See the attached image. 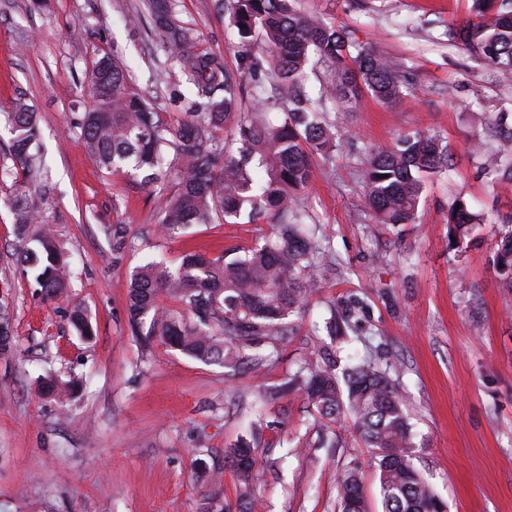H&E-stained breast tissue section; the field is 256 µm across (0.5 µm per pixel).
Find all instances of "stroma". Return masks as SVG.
I'll return each mask as SVG.
<instances>
[{
	"mask_svg": "<svg viewBox=\"0 0 512 512\" xmlns=\"http://www.w3.org/2000/svg\"><path fill=\"white\" fill-rule=\"evenodd\" d=\"M233 0H175L200 50L221 56L242 109L282 117L265 71L241 58L266 53L262 37L242 42ZM301 11L346 28L380 53L406 60L411 84L390 105L362 97L336 118L339 144L316 158L302 191V216L336 254L308 310L267 369L266 385L292 378L314 338L339 357L396 363L415 433V464L447 512H512V288L492 265L512 191L492 184L467 150L485 116L512 126V83L493 80L469 52L448 44L449 26L468 17L467 0H297ZM141 0H0V108L18 95L35 105L49 190L37 197L72 276L66 298L36 296L17 273L23 257L7 205L12 175L0 172V308L15 337L0 356V512H197L208 473L221 470L224 498L237 477L224 450L244 434L256 382L133 336L131 272L149 261L178 267L190 248L219 253L268 236L259 224H198L175 238L157 231V191L126 173L101 170L75 127L92 104L87 79L96 54L114 56L164 118L177 119L193 85L173 72L141 16ZM416 128L445 137L448 171L424 184L414 223L373 226L356 169L370 147ZM463 198L486 218L477 239L448 237V206ZM126 230L123 252L106 227ZM84 306L94 334L68 319ZM350 316L333 336L331 316ZM52 378L61 392L42 396ZM255 490L260 512H337L339 478L356 470L371 512L379 482L350 421L336 448H301L316 438L313 411L298 387L267 401Z\"/></svg>",
	"mask_w": 512,
	"mask_h": 512,
	"instance_id": "obj_1",
	"label": "stroma"
}]
</instances>
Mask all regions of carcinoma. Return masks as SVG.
<instances>
[{
    "label": "carcinoma",
    "mask_w": 512,
    "mask_h": 512,
    "mask_svg": "<svg viewBox=\"0 0 512 512\" xmlns=\"http://www.w3.org/2000/svg\"><path fill=\"white\" fill-rule=\"evenodd\" d=\"M470 17L448 27V42L491 67L498 81L512 79V0H469ZM296 0H234L232 21L240 39L255 31L264 36L272 80L287 94L278 124L244 114L237 123L239 147H224V120L238 107L233 77L222 58L198 48L191 30L178 18L172 0H145L151 27L176 60L179 74L205 94L224 90L201 105L192 102L174 121L163 118L132 86L124 65L107 54L92 61L94 107L77 117L87 152L106 171L128 169L160 192L158 224L167 237L194 224H228L247 216L258 224L273 218L263 244L217 256L190 251L172 271L157 262L130 274L128 310L134 333L156 338L185 356L217 364L234 374L257 373L279 352L293 332L290 317L305 312L307 298L323 279L330 242L302 223L297 191L310 178L317 155L335 147L333 125L324 108H350L365 93L389 105L410 84L405 61L378 54L346 31L295 7ZM323 72L317 93L308 89L311 57ZM11 140L3 158L15 175L9 198L16 234L25 248L22 273L36 269L34 288L46 300L66 297L67 260L56 238L38 223L30 187L41 182L37 112L19 96L0 113ZM494 152L481 143L470 152L483 157L480 169L495 184L512 186V131L497 130ZM448 141L437 133L413 131L385 149H370L358 169L364 207L377 224H411L416 218L425 177L450 165ZM484 223V215L463 199L448 207V235L465 238ZM495 252L494 269L512 288V219L506 222ZM166 294L180 310L163 314L156 300ZM69 318L84 337L93 333L85 310L75 305ZM14 346L10 319L0 311V354ZM395 364L381 367L362 359L337 373L336 353L315 346L313 358L295 374L305 398L324 427L321 443L337 444L333 425L350 418L366 447L374 450L382 512H432L439 497L414 464V442L400 390L391 376ZM257 448L246 439L224 449V466L240 482L239 500L253 508ZM340 512H368L358 475L341 479ZM199 512H232L217 474L203 495Z\"/></svg>",
    "instance_id": "1"
}]
</instances>
